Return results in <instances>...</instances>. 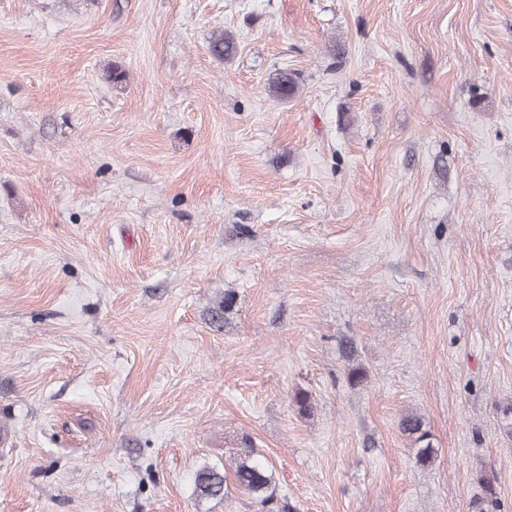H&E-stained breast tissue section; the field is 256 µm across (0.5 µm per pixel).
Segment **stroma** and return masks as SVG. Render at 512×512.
Instances as JSON below:
<instances>
[{
	"label": "stroma",
	"instance_id": "35a3bbf8",
	"mask_svg": "<svg viewBox=\"0 0 512 512\" xmlns=\"http://www.w3.org/2000/svg\"><path fill=\"white\" fill-rule=\"evenodd\" d=\"M511 404L512 0H0V512H258L246 436L291 512H512ZM269 88L275 97L288 100L296 95L299 83L295 73L280 71L271 82ZM399 429L414 445L416 463L422 468L429 467L437 456V449L423 416L415 411L403 413L399 419ZM233 484L247 493L265 512H286L287 505L277 502L275 475L269 461L247 438L230 459ZM228 484L226 467L205 466L195 474L194 491L199 498L223 499L228 493ZM477 481L481 487V494L475 497L471 503L473 512L495 511L499 508V497L494 476L481 473Z\"/></svg>",
	"mask_w": 512,
	"mask_h": 512
}]
</instances>
